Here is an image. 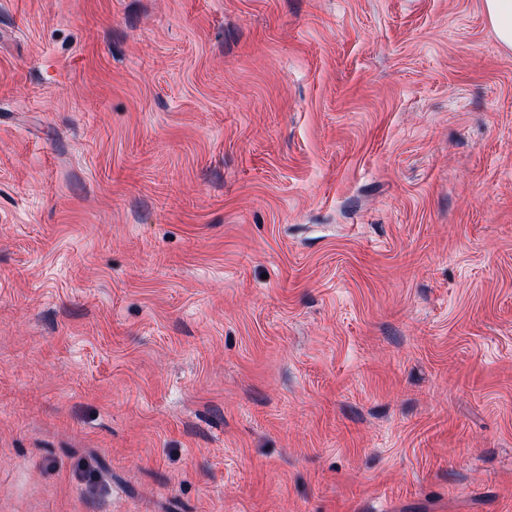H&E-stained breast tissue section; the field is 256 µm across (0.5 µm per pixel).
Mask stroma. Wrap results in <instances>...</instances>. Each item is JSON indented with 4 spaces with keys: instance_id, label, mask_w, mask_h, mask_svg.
<instances>
[{
    "instance_id": "stroma-1",
    "label": "stroma",
    "mask_w": 512,
    "mask_h": 512,
    "mask_svg": "<svg viewBox=\"0 0 512 512\" xmlns=\"http://www.w3.org/2000/svg\"><path fill=\"white\" fill-rule=\"evenodd\" d=\"M482 2L0 0V512H512Z\"/></svg>"
}]
</instances>
